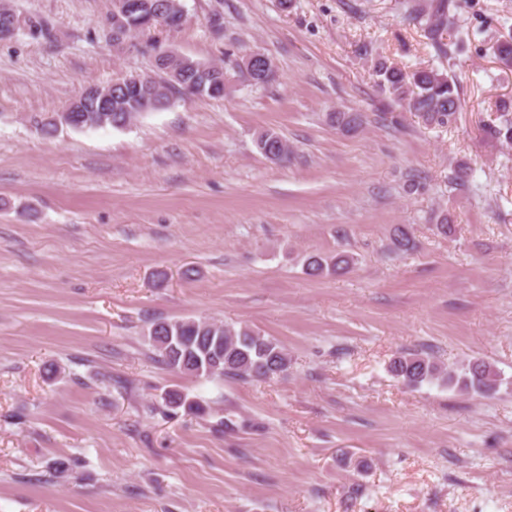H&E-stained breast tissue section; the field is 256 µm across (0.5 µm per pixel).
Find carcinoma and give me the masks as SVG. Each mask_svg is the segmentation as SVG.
Here are the masks:
<instances>
[{"label":"carcinoma","instance_id":"obj_1","mask_svg":"<svg viewBox=\"0 0 512 512\" xmlns=\"http://www.w3.org/2000/svg\"><path fill=\"white\" fill-rule=\"evenodd\" d=\"M407 12L411 22L421 25L436 53L448 56V44L441 40V32L456 25L451 3L447 0H408ZM373 72L385 98L405 104L424 124L447 127L456 121L461 108V87L455 75L432 68L408 70L382 58L373 62ZM193 78L191 73L183 82L170 84L166 79L141 76V79L166 89L168 99L184 90ZM500 112L503 120L498 126L488 127V134L512 144V101H502ZM331 121L350 131L365 123V115L361 112H333ZM270 143L278 150L277 161H288V142L280 135L264 132L257 137V147L263 154ZM393 245L396 252L406 253L413 250L414 239L407 229L398 228ZM354 264L355 258L348 253L309 254L304 257L303 270L312 277L333 276L348 272ZM165 336H211L220 339L224 341V363L210 371L205 362L195 356L198 348L190 352L174 350L163 340ZM149 342L158 360L168 369L206 380L222 377L271 380L286 372L290 363L287 349L277 338L265 336L249 326L235 328L208 318L156 322L149 331ZM390 371L412 387L439 382L480 396L492 395L500 384L499 372L482 360L470 361L460 367H446L430 356L406 353L391 362ZM164 407L168 410L184 407L189 411H205L201 403L190 402L176 391L165 393Z\"/></svg>","mask_w":512,"mask_h":512}]
</instances>
